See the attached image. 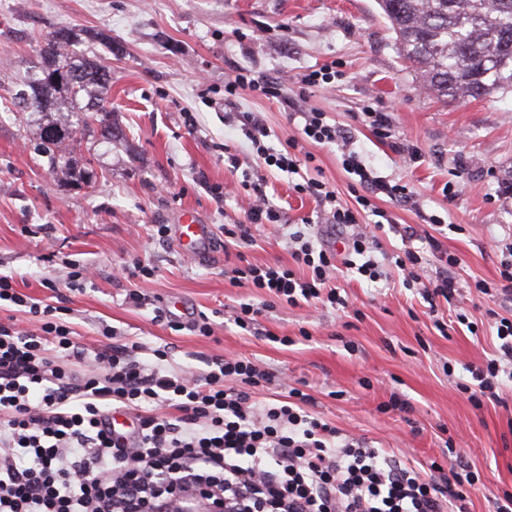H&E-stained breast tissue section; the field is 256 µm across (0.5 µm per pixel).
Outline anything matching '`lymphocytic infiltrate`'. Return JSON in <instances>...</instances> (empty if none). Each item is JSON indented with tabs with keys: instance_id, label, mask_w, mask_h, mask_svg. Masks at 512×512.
I'll return each instance as SVG.
<instances>
[{
	"instance_id": "lymphocytic-infiltrate-1",
	"label": "lymphocytic infiltrate",
	"mask_w": 512,
	"mask_h": 512,
	"mask_svg": "<svg viewBox=\"0 0 512 512\" xmlns=\"http://www.w3.org/2000/svg\"><path fill=\"white\" fill-rule=\"evenodd\" d=\"M335 76L329 64L291 83L240 68L224 83L225 105L246 91L277 100L289 116L302 119L304 139L340 146L345 171L357 178L354 204L343 203L320 169H302L298 141L271 149L264 143L269 130L263 119L242 115L241 129L265 168L301 174L294 192L313 197L325 222L349 233L339 254L315 245L308 230L289 229L288 266L239 256L229 271L231 283L293 307L319 298L345 305L331 285L342 267L379 280L373 250L387 213L374 200L381 194L395 203L415 200L407 184L390 183L363 164L345 126L327 122L325 112L309 106L314 89ZM250 189L243 218L224 227L225 247L251 246L258 226L284 221L262 183ZM427 222L428 229L410 225L405 233L437 258L438 275L422 282L421 256L411 248L395 265L404 284H422V297L432 305L451 300L459 259L429 232L441 217L429 215ZM2 300L28 314L30 325L0 322V512H142L147 506L167 512L171 497L188 486L204 500L223 503L224 512H452L464 499L463 487L475 481L473 474L437 464L425 473L394 452L367 446L312 415L311 399L300 389L274 404L256 402L252 390L267 374L251 361L216 357L198 375L169 368L166 351L158 348L153 362L138 360L135 342L88 353L59 307L33 302L1 274ZM489 318L498 354L472 369V383L459 386L474 398L512 381V369H503L512 366V319L494 310ZM111 405L133 416L131 437L108 427Z\"/></svg>"
}]
</instances>
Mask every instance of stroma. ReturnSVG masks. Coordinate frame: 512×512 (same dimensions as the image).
I'll list each match as a JSON object with an SVG mask.
<instances>
[{
  "label": "stroma",
  "instance_id": "obj_1",
  "mask_svg": "<svg viewBox=\"0 0 512 512\" xmlns=\"http://www.w3.org/2000/svg\"><path fill=\"white\" fill-rule=\"evenodd\" d=\"M69 26L99 32L111 49L83 43L112 69L111 108L121 134L95 143L86 159L91 185H64L34 151L32 130L20 127L6 106L49 31ZM395 34L377 0H0V274L16 289L47 304H63L75 338L87 349L106 344L102 327L119 343H140L142 360L154 349L168 362L206 372L219 355L246 358L268 372L256 390L273 401L294 387L311 409L369 446L393 450L425 469L430 463L478 473L464 512H494V500L512 494V383L497 398L468 401L458 383L469 366L497 353L496 330L485 312L512 317V300L484 295L475 284L499 279L502 246L512 241V93L464 104L441 101L420 82L394 47ZM335 63L336 77L310 99L328 120L349 126L354 149L380 176L407 183L418 207L380 200L394 226L376 253L384 276L371 282L341 271L335 285L346 306L281 303L267 309L257 332L230 319L233 306L257 303L255 289L232 285L225 269L235 261L224 248V227L242 217L245 184L266 179L270 204L292 224L310 221L315 240L326 238L318 207L292 189L296 177L265 172L239 124L224 112V80L239 67L258 75L294 78ZM388 113L399 141L416 146L418 162L379 142L358 114L364 105ZM240 112L262 113L267 146L300 139L279 103L246 92ZM192 113L196 124L184 122ZM235 148V160L224 154ZM314 155L338 197L353 202L352 180L337 145L301 144ZM462 177L465 191L447 200L443 188ZM236 186L215 201V184ZM194 210L211 230L210 254L194 259L158 225L176 227ZM435 214L461 225L443 245L456 255L459 290L429 307L418 288H405L393 258L405 249L404 229ZM246 251L251 262L288 263L287 231L265 224ZM157 269L144 282L122 269L133 257ZM93 267L91 282L68 289L69 263ZM141 291V306L126 302ZM182 309L172 308V301ZM167 308L156 319V308ZM206 314L214 333L192 329ZM409 411L391 409V397ZM454 449H447V439Z\"/></svg>",
  "mask_w": 512,
  "mask_h": 512
}]
</instances>
